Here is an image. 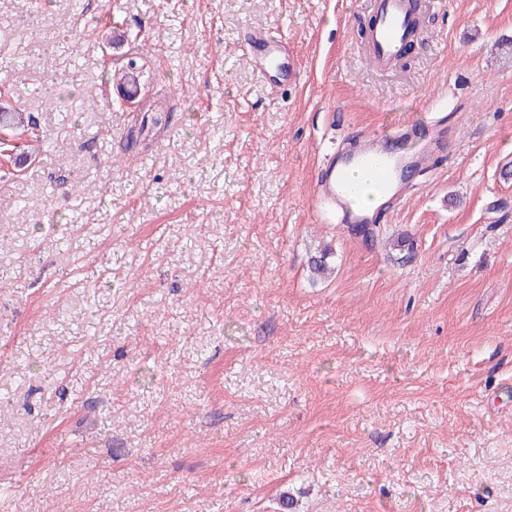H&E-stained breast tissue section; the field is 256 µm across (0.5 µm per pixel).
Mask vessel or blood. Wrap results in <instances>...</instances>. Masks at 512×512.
I'll use <instances>...</instances> for the list:
<instances>
[{"instance_id": "vessel-or-blood-1", "label": "vessel or blood", "mask_w": 512, "mask_h": 512, "mask_svg": "<svg viewBox=\"0 0 512 512\" xmlns=\"http://www.w3.org/2000/svg\"><path fill=\"white\" fill-rule=\"evenodd\" d=\"M372 3L375 17L368 32L366 57L375 69L383 70L394 62L401 47L415 37L419 7L417 0H372ZM246 50L263 74H276L281 85H294L296 59L281 37L262 29L252 30ZM397 136L411 142L412 150L406 152L393 143L375 140L355 145L344 157L329 159L319 188L335 206L339 223L352 226L375 221L374 214L354 202L350 172L370 173L375 195L391 203L401 199V185L407 171L423 169L427 159L437 155L441 147L438 126L434 123L405 122Z\"/></svg>"}]
</instances>
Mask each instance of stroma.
<instances>
[{"mask_svg": "<svg viewBox=\"0 0 512 512\" xmlns=\"http://www.w3.org/2000/svg\"><path fill=\"white\" fill-rule=\"evenodd\" d=\"M370 15L0 0L41 135L0 154V512H512V0H429L387 72ZM426 101L447 148L366 248L326 156ZM246 50L252 55L258 69L269 76L274 72L283 86H293L296 77V59L288 44L278 36L262 29L250 32Z\"/></svg>", "mask_w": 512, "mask_h": 512, "instance_id": "1", "label": "stroma"}]
</instances>
